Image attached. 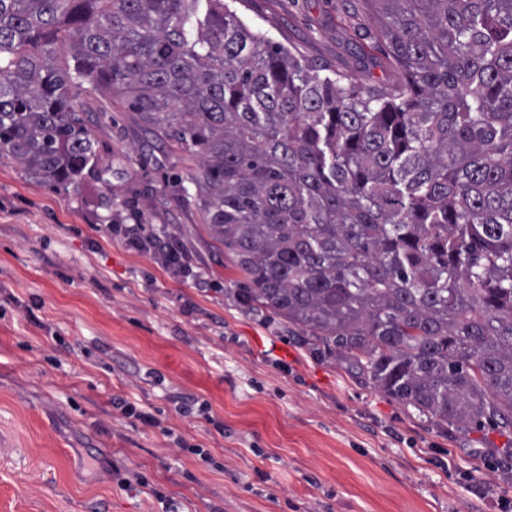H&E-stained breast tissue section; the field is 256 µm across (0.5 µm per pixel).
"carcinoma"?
<instances>
[{
	"instance_id": "obj_1",
	"label": "carcinoma",
	"mask_w": 512,
	"mask_h": 512,
	"mask_svg": "<svg viewBox=\"0 0 512 512\" xmlns=\"http://www.w3.org/2000/svg\"><path fill=\"white\" fill-rule=\"evenodd\" d=\"M402 78L304 63L226 0H0V156L61 188L73 89L201 160L176 183L237 295L395 401L512 427V0H367Z\"/></svg>"
}]
</instances>
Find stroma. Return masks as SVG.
<instances>
[{
	"instance_id": "obj_1",
	"label": "stroma",
	"mask_w": 512,
	"mask_h": 512,
	"mask_svg": "<svg viewBox=\"0 0 512 512\" xmlns=\"http://www.w3.org/2000/svg\"><path fill=\"white\" fill-rule=\"evenodd\" d=\"M297 59L399 77L366 0H234ZM100 148L62 189L0 156V512H498L512 428L462 435L246 308L174 176L198 165L111 91H79ZM135 208L193 269L128 248ZM124 398L156 425L123 418Z\"/></svg>"
}]
</instances>
